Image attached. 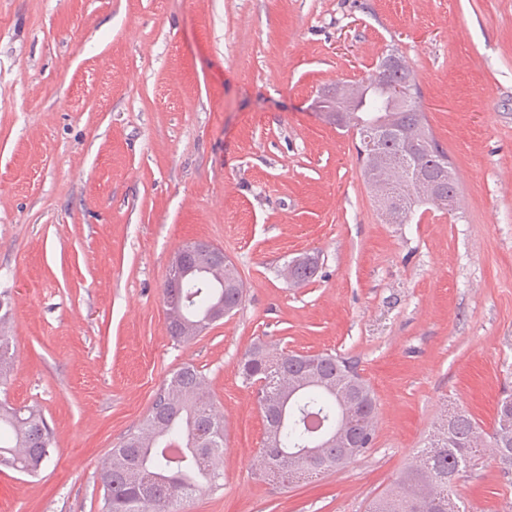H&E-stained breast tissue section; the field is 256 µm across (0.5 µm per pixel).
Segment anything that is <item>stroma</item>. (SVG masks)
Returning a JSON list of instances; mask_svg holds the SVG:
<instances>
[{
	"mask_svg": "<svg viewBox=\"0 0 512 512\" xmlns=\"http://www.w3.org/2000/svg\"><path fill=\"white\" fill-rule=\"evenodd\" d=\"M413 70L457 179L455 213L387 223L321 92L388 53ZM244 294L187 343L163 288L191 242ZM319 258L308 283L281 271ZM14 366L0 402L55 436L37 475L0 468V512H101L100 473L179 367L224 417L220 486L183 512H364L449 411L491 433L512 395V0H0V290ZM339 354L377 397L372 447L287 486L258 479L265 423L238 363ZM468 512H512L493 448Z\"/></svg>",
	"mask_w": 512,
	"mask_h": 512,
	"instance_id": "1",
	"label": "stroma"
}]
</instances>
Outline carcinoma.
I'll use <instances>...</instances> for the list:
<instances>
[{"label":"carcinoma","mask_w":512,"mask_h":512,"mask_svg":"<svg viewBox=\"0 0 512 512\" xmlns=\"http://www.w3.org/2000/svg\"><path fill=\"white\" fill-rule=\"evenodd\" d=\"M391 81L408 86L409 103L398 108L380 95L371 103L359 102L358 111L342 123L359 136L358 154L369 149V130L381 121L398 128L399 137L384 150L401 149L422 160L424 175L440 181L451 202L424 197L420 184L407 171H390L379 180L363 169L364 180L381 188L383 195L406 205L408 218L414 207L432 202L454 210L457 185L435 165L445 152L432 136L419 102L414 73L405 68ZM202 278L184 280L180 288L164 289L170 336L181 342L193 340L211 322L216 307L228 315L243 300V285L232 262L207 263ZM317 263L304 258L287 266L285 278L300 285L313 278ZM7 314L0 315V385L7 384L13 370V355ZM239 376L248 385L261 383L257 402L266 425L260 456L270 455L259 468V476L287 485L298 474L335 470L365 453L375 438L377 399L370 384L355 365L337 354L271 356L261 345L244 354ZM361 383L365 408L349 420L347 427L358 434L360 447L338 448L327 440L312 457L299 454L315 448L321 435L336 431V384L347 379ZM304 388L288 397V382ZM288 404V419L281 425L273 418L275 406ZM490 445L500 462L512 466V396L498 402ZM485 443L477 420L466 410H456L437 428L429 446L420 450L419 464L403 471L387 492L374 497L366 512H466L450 497L456 477L474 466ZM53 432L34 406L10 408L0 404V467L35 473L50 458ZM224 420L206 388L201 373L191 364L175 371L163 386L142 425L112 449L101 472L103 512H177V506L197 493L217 486L223 476Z\"/></svg>","instance_id":"cac0c4a2"}]
</instances>
